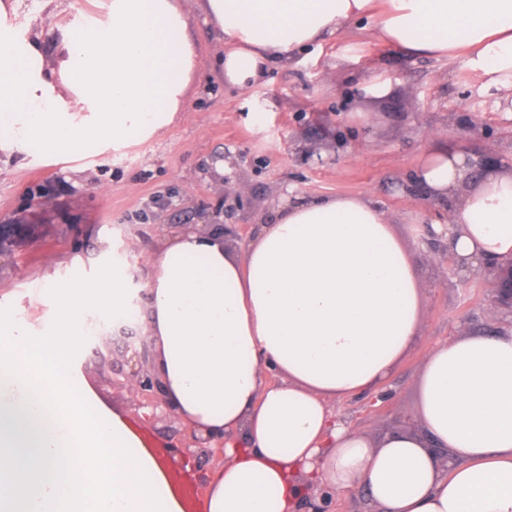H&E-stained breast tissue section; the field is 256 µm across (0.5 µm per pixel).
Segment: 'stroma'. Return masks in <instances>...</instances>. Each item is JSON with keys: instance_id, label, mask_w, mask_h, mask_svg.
Returning <instances> with one entry per match:
<instances>
[{"instance_id": "1", "label": "stroma", "mask_w": 512, "mask_h": 512, "mask_svg": "<svg viewBox=\"0 0 512 512\" xmlns=\"http://www.w3.org/2000/svg\"><path fill=\"white\" fill-rule=\"evenodd\" d=\"M106 0H19L11 24L19 38L40 36L49 64L58 57L59 26L84 14L104 18ZM201 58L186 109L150 140L69 158L27 150L0 151V225L13 227L0 251V300L27 307L45 274L60 281L93 274L102 261L126 269L142 288L147 258L163 236L225 220L250 237L271 222L283 198L369 197L412 247L425 290L421 331L383 392L338 403L341 414L371 438L412 422L416 380L439 341L491 333L512 322L494 301L491 269L465 275L430 249L435 221L447 209L430 205L413 175L431 148L488 156L512 167V90L486 86L462 59L412 54L379 41L372 19L336 37L273 61L264 80L241 88L225 81L224 39L202 0H179ZM387 86L368 92L371 77ZM240 205L224 215L225 189ZM144 307L106 328L82 349L80 369L101 402L122 412L146 447L191 459L198 493L221 462L211 449L190 447L191 430L177 416L153 413L113 358L112 338L128 328L145 335Z\"/></svg>"}]
</instances>
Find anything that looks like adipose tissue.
Listing matches in <instances>:
<instances>
[{
	"label": "adipose tissue",
	"instance_id": "obj_1",
	"mask_svg": "<svg viewBox=\"0 0 512 512\" xmlns=\"http://www.w3.org/2000/svg\"><path fill=\"white\" fill-rule=\"evenodd\" d=\"M223 70L258 84L272 57L370 16L380 39L419 55L463 53L492 83L512 78V0H204ZM105 22L13 48L0 0V150L75 156L142 142L183 111L200 66L178 0H107ZM415 180L453 213L435 223L463 273L512 263V171L433 151ZM145 319L171 406L223 440L203 512H294L303 492L364 486L380 512H512V324L436 343L413 424L375 441L336 411L374 394L418 335L423 295L410 245L363 196L285 201L244 252L187 230L148 259ZM109 267L46 278L31 322L0 302V512H184L169 466L87 383L77 351L97 312L125 317ZM275 370L269 383L265 370Z\"/></svg>",
	"mask_w": 512,
	"mask_h": 512
}]
</instances>
